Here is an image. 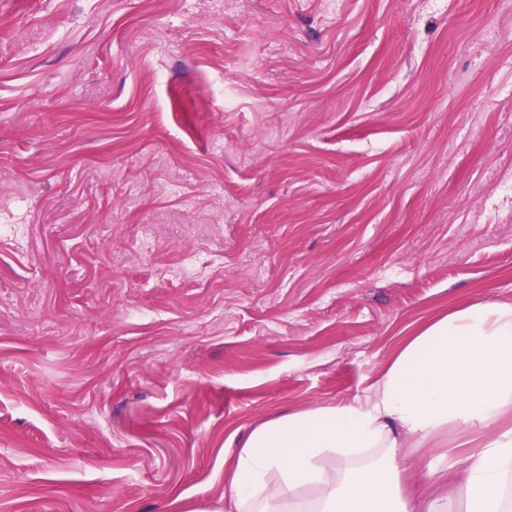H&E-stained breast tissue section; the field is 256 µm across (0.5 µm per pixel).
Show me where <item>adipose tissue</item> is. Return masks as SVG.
<instances>
[{
    "label": "adipose tissue",
    "instance_id": "1",
    "mask_svg": "<svg viewBox=\"0 0 512 512\" xmlns=\"http://www.w3.org/2000/svg\"><path fill=\"white\" fill-rule=\"evenodd\" d=\"M482 432L463 456L466 512H512V302L485 301L406 337L365 397L272 418L224 475L229 512H445L401 495L400 449L448 425Z\"/></svg>",
    "mask_w": 512,
    "mask_h": 512
}]
</instances>
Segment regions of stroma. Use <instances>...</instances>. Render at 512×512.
Here are the masks:
<instances>
[{"mask_svg": "<svg viewBox=\"0 0 512 512\" xmlns=\"http://www.w3.org/2000/svg\"><path fill=\"white\" fill-rule=\"evenodd\" d=\"M1 225L0 512H219L512 301V0H0Z\"/></svg>", "mask_w": 512, "mask_h": 512, "instance_id": "1", "label": "stroma"}]
</instances>
